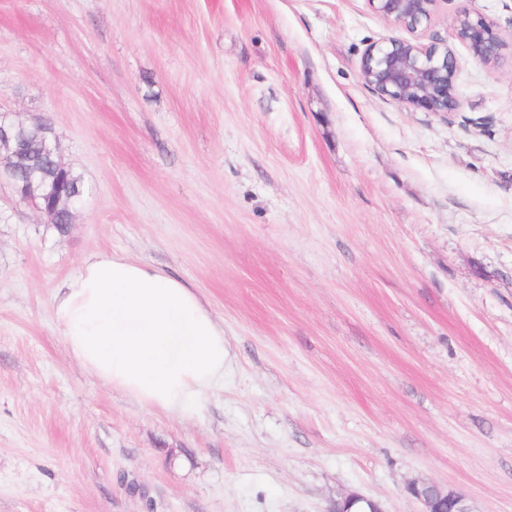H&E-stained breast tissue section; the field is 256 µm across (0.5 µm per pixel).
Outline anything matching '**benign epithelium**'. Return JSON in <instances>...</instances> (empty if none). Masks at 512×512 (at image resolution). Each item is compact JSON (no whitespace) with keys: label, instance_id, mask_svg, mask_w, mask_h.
<instances>
[{"label":"benign epithelium","instance_id":"benign-epithelium-1","mask_svg":"<svg viewBox=\"0 0 512 512\" xmlns=\"http://www.w3.org/2000/svg\"><path fill=\"white\" fill-rule=\"evenodd\" d=\"M441 0H368L372 11L387 23L414 34L412 39L388 38L370 45L361 59L363 83L384 99L436 114H447L459 106L456 88L457 61L446 42L424 44L416 33L424 31L436 17ZM452 36L466 44L473 56L487 64L502 59L505 41L494 21L465 7L450 23ZM25 122L0 114V175L18 186L17 170L26 165L20 133ZM50 199L59 208L62 196L49 185L38 197L25 195L19 201L32 203L51 218L54 212L42 205ZM410 495L422 505L421 512H446L448 501H466L459 492L443 490L433 483L412 482ZM330 512H382L379 504L358 493L337 500Z\"/></svg>","mask_w":512,"mask_h":512}]
</instances>
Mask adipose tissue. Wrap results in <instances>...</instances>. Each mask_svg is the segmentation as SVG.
Wrapping results in <instances>:
<instances>
[{
  "label": "adipose tissue",
  "mask_w": 512,
  "mask_h": 512,
  "mask_svg": "<svg viewBox=\"0 0 512 512\" xmlns=\"http://www.w3.org/2000/svg\"><path fill=\"white\" fill-rule=\"evenodd\" d=\"M52 324L75 360L139 406L190 413L224 378V327L180 279L98 252L55 291Z\"/></svg>",
  "instance_id": "adipose-tissue-1"
}]
</instances>
